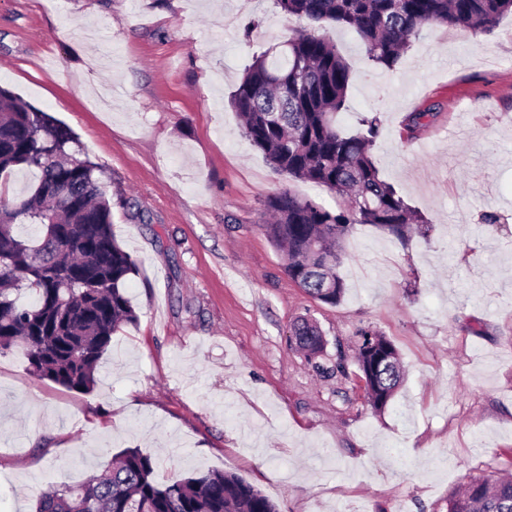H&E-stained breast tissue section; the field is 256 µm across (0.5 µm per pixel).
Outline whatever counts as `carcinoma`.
I'll use <instances>...</instances> for the list:
<instances>
[{
  "label": "carcinoma",
  "mask_w": 512,
  "mask_h": 512,
  "mask_svg": "<svg viewBox=\"0 0 512 512\" xmlns=\"http://www.w3.org/2000/svg\"><path fill=\"white\" fill-rule=\"evenodd\" d=\"M289 17L353 32L376 69L391 70L433 28L474 36L512 14V0H275ZM352 71L324 36L296 31L245 70L232 96L243 132L274 173L321 184L339 211L282 191L267 202L266 230L286 257L288 276L312 298L339 303L342 239L372 224L402 240L422 222L394 186L379 177L371 150L377 117L347 134ZM17 170L38 177L28 193L0 197V353L22 346L30 373L89 393L112 336L138 315L128 297L138 264L112 233V193L99 164L82 156L73 132L0 86V179ZM309 356L325 345L307 319L293 325ZM356 362L368 404L384 409L402 382L399 353L387 338L361 332ZM36 512H278L243 478L223 471L183 479L158 474L138 448L79 484L49 482ZM448 512H512V475L471 478L448 498Z\"/></svg>",
  "instance_id": "carcinoma-1"
}]
</instances>
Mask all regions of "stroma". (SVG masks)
Here are the masks:
<instances>
[{
  "label": "stroma",
  "instance_id": "obj_1",
  "mask_svg": "<svg viewBox=\"0 0 512 512\" xmlns=\"http://www.w3.org/2000/svg\"><path fill=\"white\" fill-rule=\"evenodd\" d=\"M303 26L274 0H0V86L103 167L139 264L138 320L92 392L32 376L22 348L0 355V512H33L46 483L128 448L167 477L236 474L279 512H448L470 478L512 473V15L477 37L428 30L390 71L325 30L352 68L340 125L378 117L379 175L425 221L404 242L355 225L335 305L289 278L264 226L281 190L338 199L274 174L229 103ZM302 318L318 356L290 343ZM363 328L405 369L381 411L355 359Z\"/></svg>",
  "mask_w": 512,
  "mask_h": 512
}]
</instances>
